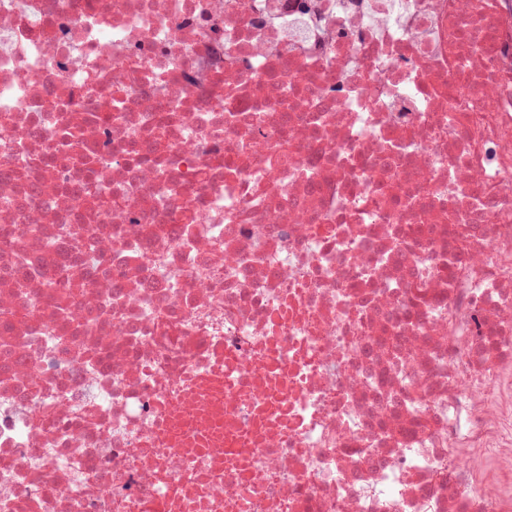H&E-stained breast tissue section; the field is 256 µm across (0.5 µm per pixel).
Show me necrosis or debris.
I'll return each instance as SVG.
<instances>
[{"label": "necrosis or debris", "instance_id": "1", "mask_svg": "<svg viewBox=\"0 0 512 512\" xmlns=\"http://www.w3.org/2000/svg\"><path fill=\"white\" fill-rule=\"evenodd\" d=\"M0 512H512V0H0Z\"/></svg>", "mask_w": 512, "mask_h": 512}]
</instances>
